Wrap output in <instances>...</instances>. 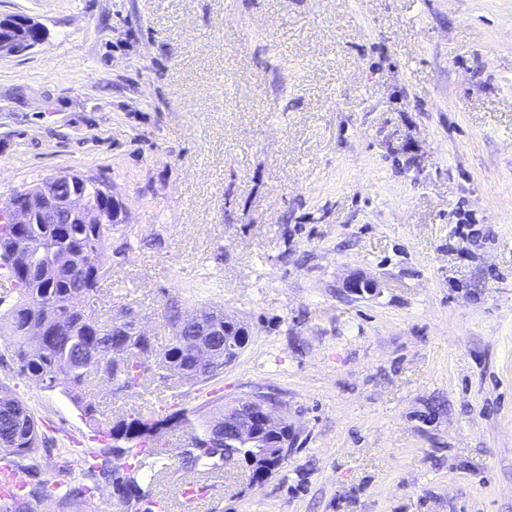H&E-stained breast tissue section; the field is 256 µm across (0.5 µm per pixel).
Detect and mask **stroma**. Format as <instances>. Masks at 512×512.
<instances>
[{
	"mask_svg": "<svg viewBox=\"0 0 512 512\" xmlns=\"http://www.w3.org/2000/svg\"><path fill=\"white\" fill-rule=\"evenodd\" d=\"M45 41L0 58V209L60 173L108 179L125 222L100 321L223 309L249 331L195 386L86 400L119 419L252 393L291 427L254 482L206 473L194 512H512V0H0ZM374 283L358 295L348 284ZM0 383L41 431L44 512L103 447L62 388ZM145 494L183 512L186 429Z\"/></svg>",
	"mask_w": 512,
	"mask_h": 512,
	"instance_id": "35a3bbf8",
	"label": "stroma"
}]
</instances>
